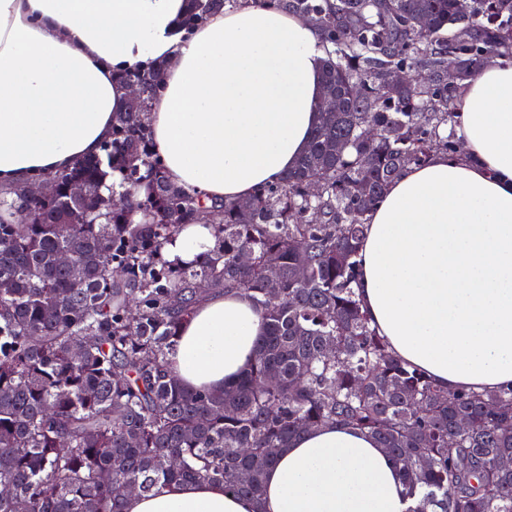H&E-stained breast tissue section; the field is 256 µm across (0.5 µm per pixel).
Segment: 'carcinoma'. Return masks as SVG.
<instances>
[{
	"label": "carcinoma",
	"mask_w": 512,
	"mask_h": 512,
	"mask_svg": "<svg viewBox=\"0 0 512 512\" xmlns=\"http://www.w3.org/2000/svg\"><path fill=\"white\" fill-rule=\"evenodd\" d=\"M254 3L313 22L327 46L323 86L338 100L279 182L208 205L167 176L147 120L161 61L118 75L145 96L141 111L116 113L103 145L112 164L53 176L57 197L35 206L32 224L12 220L22 187L0 191V512L20 501L27 512H122L118 483L147 493L218 482L259 502L278 453L327 424L386 449L413 501L406 512H512V466L501 464L512 460V388L435 385L394 355L355 290L374 207L403 170L456 152L441 134L456 93L481 65L512 56V0ZM237 5L188 0L182 27ZM412 71L423 78L393 80ZM75 177L127 195L126 207L72 198ZM202 213L221 234L217 252L171 266L163 243ZM62 251L68 266L57 263ZM227 289L264 315L254 361L221 391L184 388L170 371L181 323L205 294Z\"/></svg>",
	"instance_id": "1"
}]
</instances>
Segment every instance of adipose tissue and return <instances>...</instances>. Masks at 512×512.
<instances>
[{
    "mask_svg": "<svg viewBox=\"0 0 512 512\" xmlns=\"http://www.w3.org/2000/svg\"><path fill=\"white\" fill-rule=\"evenodd\" d=\"M186 0H0V186L99 155L123 111V70L164 61L153 149L204 201H241L305 152L323 100L324 50L305 17L245 5L185 35ZM462 151L406 168L359 244L358 294L394 354L456 391L512 385V59L484 64L447 128ZM217 247L196 220L164 244L175 266ZM262 312L229 291L181 330L174 375L220 388L251 365ZM124 512H405L406 487L367 433L325 425L264 476L261 502L207 482L132 493Z\"/></svg>",
    "mask_w": 512,
    "mask_h": 512,
    "instance_id": "1",
    "label": "adipose tissue"
}]
</instances>
